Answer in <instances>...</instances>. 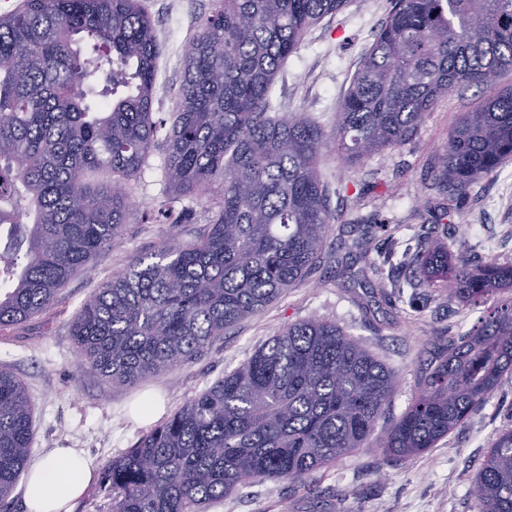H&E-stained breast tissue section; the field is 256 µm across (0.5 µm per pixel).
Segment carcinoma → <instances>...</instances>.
Wrapping results in <instances>:
<instances>
[{"label":"carcinoma","instance_id":"cac0c4a2","mask_svg":"<svg viewBox=\"0 0 512 512\" xmlns=\"http://www.w3.org/2000/svg\"><path fill=\"white\" fill-rule=\"evenodd\" d=\"M351 0H212L185 60L175 111L154 116L157 41L141 0H23L0 16V230L24 252L0 268V331L42 315L72 275L112 247L129 213L123 186L164 150L173 200L207 199L185 246L137 258L76 313L70 336L116 389L204 355L304 278L334 216L318 176L330 143L355 164L402 145L435 102L484 97L448 133L436 179L465 193L512 158V0H393L325 132L275 112L272 88L308 30ZM436 242L401 263L478 306L481 325L442 348L420 392L385 431L395 461L434 447L512 374V263L476 269ZM395 372L323 319L288 324L187 401L102 476L109 512H207L259 481H298L363 447ZM33 408L0 364V512L27 466ZM479 512H512V426L475 476Z\"/></svg>","mask_w":512,"mask_h":512}]
</instances>
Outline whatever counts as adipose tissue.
Listing matches in <instances>:
<instances>
[{
  "mask_svg": "<svg viewBox=\"0 0 512 512\" xmlns=\"http://www.w3.org/2000/svg\"><path fill=\"white\" fill-rule=\"evenodd\" d=\"M94 472L80 450H50L29 466L24 484L27 512H71L92 482Z\"/></svg>",
  "mask_w": 512,
  "mask_h": 512,
  "instance_id": "obj_1",
  "label": "adipose tissue"
}]
</instances>
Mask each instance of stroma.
Here are the masks:
<instances>
[{"label": "stroma", "instance_id": "1", "mask_svg": "<svg viewBox=\"0 0 512 512\" xmlns=\"http://www.w3.org/2000/svg\"><path fill=\"white\" fill-rule=\"evenodd\" d=\"M143 3L158 44L153 109L164 116L174 109L186 50L211 0ZM390 9L391 0H352L313 26L276 79L282 111L304 114L331 130L336 107ZM482 97L475 87L453 89L436 101L412 138L350 167L325 147L318 172L336 220L310 273L263 312L227 331L200 360L116 392L81 367L70 336L75 313L136 258L165 243L189 244L205 226L200 202L178 227L165 220L141 223V211L167 207L172 198L162 151L154 149L149 168L126 186L131 215L120 241L79 269L46 313L0 333V363L25 382L34 404L33 457L52 448H79L104 472L151 428L136 414L140 399L157 398L162 416H170L288 323L309 318L335 321L397 372L400 383L385 415L395 421L419 392L438 349L476 328L487 308L464 305L444 290L430 291L423 307L410 308L397 288L411 271L384 264V257L396 242L435 239L459 246L476 266L512 262V160L477 180L461 199L435 184L451 127ZM442 203L453 207L445 218L438 210ZM384 222L391 232L378 231ZM510 425L512 375L461 427L423 453L384 463L375 435L333 466L295 483H254L212 503L208 512H478L475 475L490 444Z\"/></svg>", "mask_w": 512, "mask_h": 512}]
</instances>
